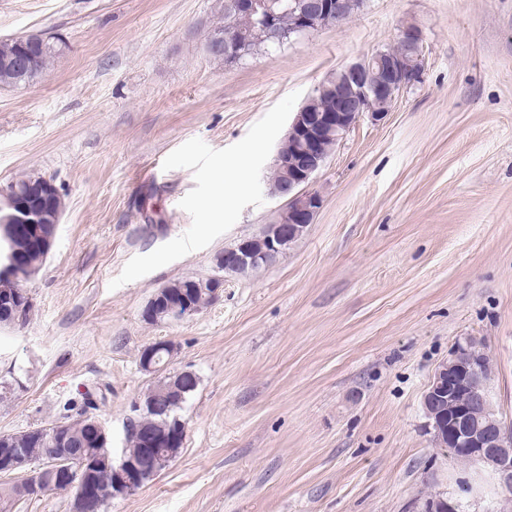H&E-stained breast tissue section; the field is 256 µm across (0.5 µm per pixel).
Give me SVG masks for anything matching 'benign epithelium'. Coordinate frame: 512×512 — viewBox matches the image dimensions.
I'll return each mask as SVG.
<instances>
[{
	"instance_id": "1",
	"label": "benign epithelium",
	"mask_w": 512,
	"mask_h": 512,
	"mask_svg": "<svg viewBox=\"0 0 512 512\" xmlns=\"http://www.w3.org/2000/svg\"><path fill=\"white\" fill-rule=\"evenodd\" d=\"M231 5L249 14L260 13V32L273 39L277 32L273 18L277 12L297 16L295 32L306 33L334 24L332 15L339 14L328 0H231ZM19 53L10 59L17 70L29 66L25 50L28 44H44L49 37L41 32L13 37ZM404 54L394 57L377 51L336 71V83L327 87L335 96L336 111L319 117L316 126L309 124L307 106L295 113L288 132L279 146L277 158L288 182L271 189L284 200L276 220L259 233L261 248L252 241L243 240L224 249V270L246 273L261 265L270 264L302 238L322 208V196L311 189L315 175L326 160L324 141L341 140L365 114L380 122L392 111L399 95L419 82L423 72L424 42L421 30L406 26L399 39ZM235 40L217 34L209 45V52L224 55L227 62L235 59ZM61 198L58 188L50 181L40 183L32 190L15 186L0 191V227L11 229L25 225L45 253H50L64 206L56 204ZM36 275V269L23 265L7 251L0 258V289L4 298L12 302H27L30 295L25 284ZM167 289L157 291L143 310L146 318L155 322L172 318L173 309L167 306ZM494 376L493 365L485 349L471 337L457 343L436 368L423 397L426 426L435 444L448 451L456 461L468 466L486 468L496 480L506 506L499 512H512V426L499 418L490 396L489 385ZM88 419L94 426L98 451L110 454L111 439L106 428L91 413ZM36 460L21 448L9 447V436H0V475L13 479V493L18 498L36 496L37 483L49 477L69 476L74 488L73 512H91L93 504L86 479L79 475L80 457H54L48 467L35 466ZM167 461L155 455L143 465L124 454L112 469V497L133 494L149 479L158 474ZM457 500L442 494L423 501L421 512H459Z\"/></svg>"
}]
</instances>
